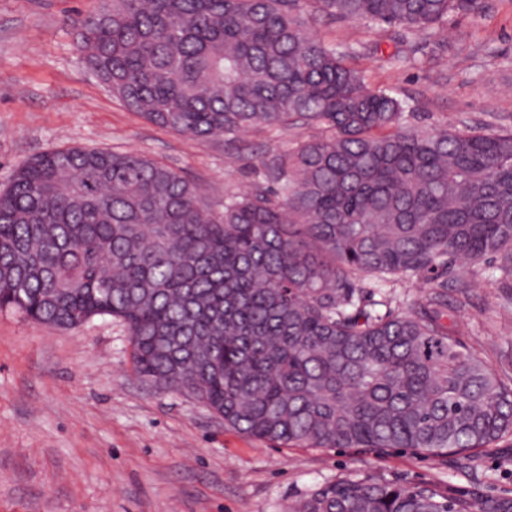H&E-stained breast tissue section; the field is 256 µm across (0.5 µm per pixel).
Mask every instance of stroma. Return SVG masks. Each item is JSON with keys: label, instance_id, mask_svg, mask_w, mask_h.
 <instances>
[{"label": "stroma", "instance_id": "obj_1", "mask_svg": "<svg viewBox=\"0 0 512 512\" xmlns=\"http://www.w3.org/2000/svg\"><path fill=\"white\" fill-rule=\"evenodd\" d=\"M100 0H0V190L29 159L73 146L144 153L211 202L260 181L254 157L310 137L261 128L199 142L128 111L85 67L67 18ZM372 84L409 98L412 125L512 127V0H482L427 36L389 28L370 51L364 22L320 19ZM415 52L386 63L395 42ZM492 264L448 278L463 338L512 385V290ZM369 475L444 494L512 497V439L472 456L409 450L272 448L202 403L138 378L125 326L96 317L60 330L0 311V512H288L323 483Z\"/></svg>", "mask_w": 512, "mask_h": 512}]
</instances>
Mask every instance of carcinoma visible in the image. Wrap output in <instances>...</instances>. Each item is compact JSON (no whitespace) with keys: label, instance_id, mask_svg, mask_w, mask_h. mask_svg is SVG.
Wrapping results in <instances>:
<instances>
[{"label":"carcinoma","instance_id":"carcinoma-1","mask_svg":"<svg viewBox=\"0 0 512 512\" xmlns=\"http://www.w3.org/2000/svg\"><path fill=\"white\" fill-rule=\"evenodd\" d=\"M481 0H109L70 17L128 110L200 141L319 133L257 159L215 206L137 151L68 147L0 191V310L122 322L135 373L192 389L279 447L476 452L512 436V387L458 338L448 283L512 288V129L413 126L411 107L318 35V17L424 35ZM416 280L417 307L382 288ZM288 512H512V499L349 476Z\"/></svg>","mask_w":512,"mask_h":512}]
</instances>
